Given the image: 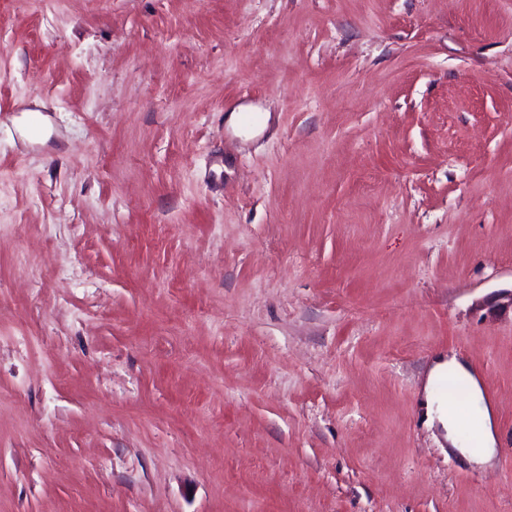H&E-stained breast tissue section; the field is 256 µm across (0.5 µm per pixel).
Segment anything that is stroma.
I'll list each match as a JSON object with an SVG mask.
<instances>
[{"mask_svg": "<svg viewBox=\"0 0 512 512\" xmlns=\"http://www.w3.org/2000/svg\"><path fill=\"white\" fill-rule=\"evenodd\" d=\"M511 289L512 0H0V512H512ZM448 373V378L439 383V392L448 396V379L453 378L461 382L462 387L458 393L466 399L478 403L483 399L482 390L478 381L461 362L452 358L448 361L437 363L429 373V381L434 384L442 374ZM436 403L438 404L435 412L437 413L439 420L447 428L448 439L451 443L454 446H459L457 448H459L464 455H468L471 459L480 463H488L495 452L496 445L498 444L491 411L485 407L476 415V431L479 433V437L483 441L484 450L481 455L475 456L470 452L468 444L462 442L459 438L458 427L460 418L458 414L452 408L448 407V404L434 397L432 393H430L427 398L429 414L434 412L433 407Z\"/></svg>", "mask_w": 512, "mask_h": 512, "instance_id": "1", "label": "stroma"}]
</instances>
